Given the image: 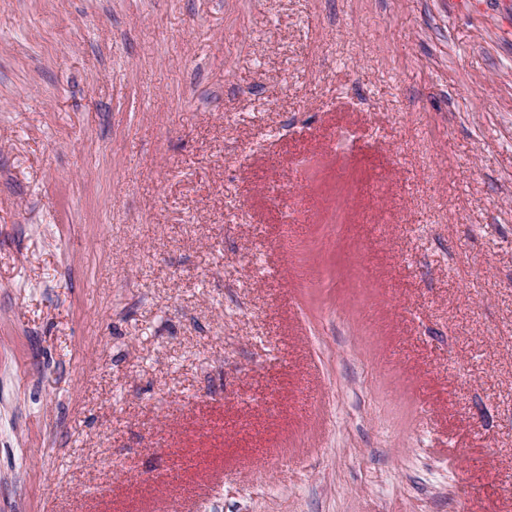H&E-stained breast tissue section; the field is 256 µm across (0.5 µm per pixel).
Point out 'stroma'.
Returning <instances> with one entry per match:
<instances>
[{"instance_id": "stroma-1", "label": "stroma", "mask_w": 512, "mask_h": 512, "mask_svg": "<svg viewBox=\"0 0 512 512\" xmlns=\"http://www.w3.org/2000/svg\"><path fill=\"white\" fill-rule=\"evenodd\" d=\"M0 512H512V0H0Z\"/></svg>"}]
</instances>
